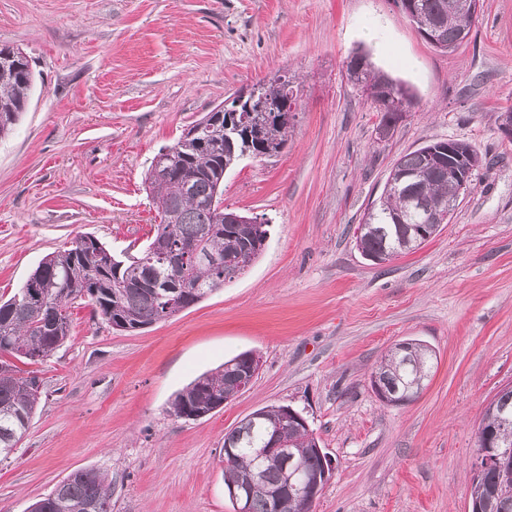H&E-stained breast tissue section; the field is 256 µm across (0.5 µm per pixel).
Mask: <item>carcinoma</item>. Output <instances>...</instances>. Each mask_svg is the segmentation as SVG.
I'll return each instance as SVG.
<instances>
[{"label": "carcinoma", "instance_id": "cac0c4a2", "mask_svg": "<svg viewBox=\"0 0 512 512\" xmlns=\"http://www.w3.org/2000/svg\"><path fill=\"white\" fill-rule=\"evenodd\" d=\"M468 0H405L403 8L420 32H435L440 50L452 49L458 33L471 30L474 15ZM348 75L362 90L371 91L379 124L393 128L414 104L413 95L400 83L376 71L367 55L356 53L346 64ZM34 73L18 48H0V139L9 136L26 110ZM393 87L388 98L379 93ZM292 82L275 74L254 84L240 106L219 105L185 129L177 142L158 152L146 182L157 205L160 223L135 255L119 259L99 239L80 235L71 245L45 256L24 285L38 290L26 297L23 289L0 301V458L12 453L28 429L45 394L34 371L22 372L14 361L37 362L50 357L69 337L71 308L86 299L92 316L115 330L135 331L188 309L245 273L261 254L268 236L264 224H233L220 206L224 175L246 154L272 156L288 140L295 113ZM461 142L438 141L403 155L397 162L403 178L387 184L379 203L370 208L357 246L365 256L384 261L418 249L439 232L417 209L422 201L431 208L446 204L458 192L448 172L456 163ZM201 247L211 257L202 263L189 258L174 264L170 255L179 248ZM403 351L389 350L376 372L387 388L402 395L426 382L433 354L414 340ZM254 352L245 351L217 369L193 380L169 403L171 415L185 420L204 417L224 406V390L247 373ZM283 406L261 408L265 419L240 421L224 434V447L236 456L224 462V484H245L258 474L264 484L277 486L281 467L259 456L281 424V436L291 443V466L302 473L315 470L320 458L313 431L298 429L283 420ZM503 476L489 467L472 477L473 487L486 499V512H512V492L501 494ZM108 477L86 469L72 471L29 512H112Z\"/></svg>", "mask_w": 512, "mask_h": 512}]
</instances>
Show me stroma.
Segmentation results:
<instances>
[{
    "label": "stroma",
    "instance_id": "obj_1",
    "mask_svg": "<svg viewBox=\"0 0 512 512\" xmlns=\"http://www.w3.org/2000/svg\"><path fill=\"white\" fill-rule=\"evenodd\" d=\"M22 49L36 84L0 141V298L48 254L89 233L136 254L160 217L152 158L205 112L285 74L297 87L283 151L224 177L225 208L260 219L254 264L198 304L117 331L86 305L35 364L47 397L8 459L0 512H25L73 470L112 481V512H233L224 435L288 405L332 460L313 512H470L477 430L512 385V0H481L468 40L436 49L399 0H0V47ZM415 96L386 139L347 78L356 51ZM494 159L449 224L377 265L356 244L402 155L437 141ZM416 339L437 356L412 402L370 377ZM252 385L197 420L166 408L244 351Z\"/></svg>",
    "mask_w": 512,
    "mask_h": 512
}]
</instances>
